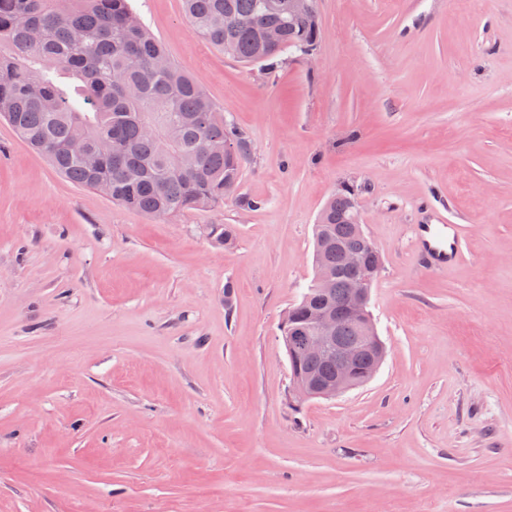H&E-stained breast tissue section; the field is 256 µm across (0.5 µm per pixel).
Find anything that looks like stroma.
I'll use <instances>...</instances> for the list:
<instances>
[{"label":"stroma","mask_w":512,"mask_h":512,"mask_svg":"<svg viewBox=\"0 0 512 512\" xmlns=\"http://www.w3.org/2000/svg\"><path fill=\"white\" fill-rule=\"evenodd\" d=\"M131 4L251 156L159 219L0 120V512H512V0H316L272 74ZM345 190L387 356L296 406L279 324ZM417 224L458 225V262L422 268Z\"/></svg>","instance_id":"stroma-1"}]
</instances>
